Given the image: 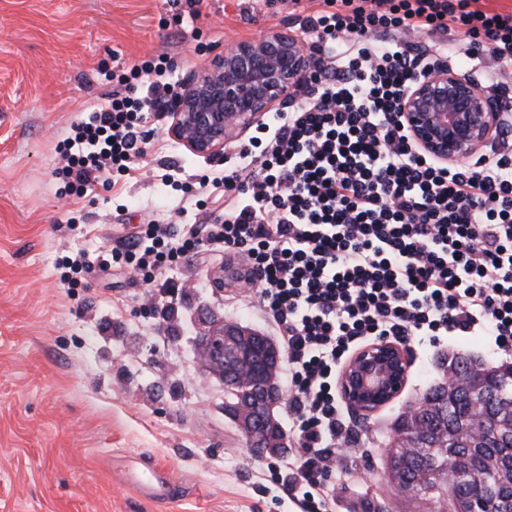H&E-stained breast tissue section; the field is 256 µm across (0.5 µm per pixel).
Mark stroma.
I'll return each mask as SVG.
<instances>
[{
	"label": "stroma",
	"mask_w": 512,
	"mask_h": 512,
	"mask_svg": "<svg viewBox=\"0 0 512 512\" xmlns=\"http://www.w3.org/2000/svg\"><path fill=\"white\" fill-rule=\"evenodd\" d=\"M292 28L281 0H0V512H300L282 480L288 454L252 452L224 414L223 382L196 356L209 317L277 334L236 283L245 257H186L165 273L179 292L151 301L130 277L60 280L63 257L125 249L144 222L214 223L224 193L196 182L221 175L223 158L187 154L164 117L126 174L77 193L57 149L72 122L106 105L122 70L163 58L181 83L235 41ZM407 349L402 394L352 421L362 440L331 478L336 512L369 499L431 510L397 493L384 463L398 414L442 378L440 348ZM122 455L169 471L178 496H139L117 469Z\"/></svg>",
	"instance_id": "1"
}]
</instances>
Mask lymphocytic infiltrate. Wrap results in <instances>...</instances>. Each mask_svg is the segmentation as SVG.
<instances>
[{
    "label": "lymphocytic infiltrate",
    "mask_w": 512,
    "mask_h": 512,
    "mask_svg": "<svg viewBox=\"0 0 512 512\" xmlns=\"http://www.w3.org/2000/svg\"><path fill=\"white\" fill-rule=\"evenodd\" d=\"M302 19L318 66L263 137L225 170L219 223L175 233L142 224L122 251L68 257L61 280L126 270L143 284L187 254L244 255L248 299L278 329L288 358L292 495L332 512L327 477L356 440L336 374L364 344L387 338L447 345L481 336L512 355V115L497 144L448 166L420 152L396 121L411 77L447 62L512 74V13L476 0H323ZM435 38L436 51L405 41ZM162 62L145 60L105 107L72 123L58 145L78 189L127 171L142 123L166 110ZM146 91H139V84Z\"/></svg>",
    "instance_id": "lymphocytic-infiltrate-1"
}]
</instances>
